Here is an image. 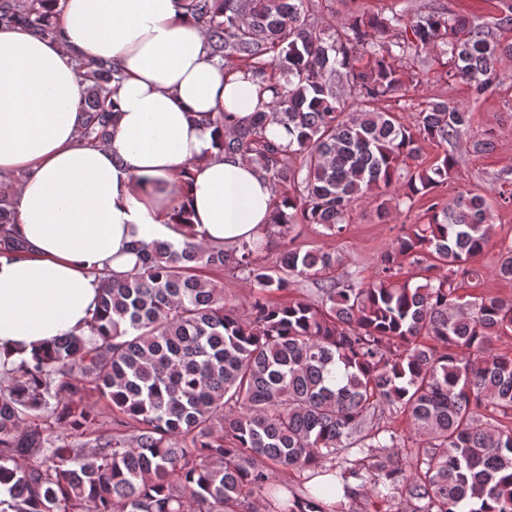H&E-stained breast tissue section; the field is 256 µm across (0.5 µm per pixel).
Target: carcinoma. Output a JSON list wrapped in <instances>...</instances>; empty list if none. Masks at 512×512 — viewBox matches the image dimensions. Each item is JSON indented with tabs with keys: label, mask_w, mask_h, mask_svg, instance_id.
Listing matches in <instances>:
<instances>
[{
	"label": "carcinoma",
	"mask_w": 512,
	"mask_h": 512,
	"mask_svg": "<svg viewBox=\"0 0 512 512\" xmlns=\"http://www.w3.org/2000/svg\"><path fill=\"white\" fill-rule=\"evenodd\" d=\"M48 0H0V25L59 34ZM210 55L252 75L266 110L221 135L219 149L257 164L278 190L272 226L346 231L374 192L412 202L447 183L453 154L429 167L421 143L452 145L472 113L435 100L407 126L380 104L423 82L396 60L431 49L448 77L480 97L496 88L512 42L460 15L348 14L327 31L315 0H183ZM82 136L105 146L119 69L79 59ZM278 123L288 145L266 135ZM489 200L469 190L404 224L368 280L321 248L260 258L267 237L233 251L186 239L137 242L130 272L100 277L86 328L31 358L0 365V512H344L327 488L290 491L279 476L308 471L350 482L407 512H512V298L464 294L490 238ZM14 206L0 190V254L24 252ZM425 283L400 279L403 262ZM231 266L252 286L239 317L205 275ZM495 276L512 282V241ZM302 280L318 300L273 295ZM94 397L105 405L97 412ZM406 417L410 458L379 426Z\"/></svg>",
	"instance_id": "carcinoma-1"
}]
</instances>
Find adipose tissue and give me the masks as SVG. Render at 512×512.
<instances>
[{
	"label": "adipose tissue",
	"mask_w": 512,
	"mask_h": 512,
	"mask_svg": "<svg viewBox=\"0 0 512 512\" xmlns=\"http://www.w3.org/2000/svg\"><path fill=\"white\" fill-rule=\"evenodd\" d=\"M61 33L0 27V172L11 186L25 253L0 254V362L83 328L100 273L131 271L135 242L232 247L260 238L275 187L239 157L219 154L217 113L262 110L250 75L209 54L183 0H58ZM113 62L108 145L81 134L77 59ZM185 212L190 227L177 223Z\"/></svg>",
	"instance_id": "obj_1"
}]
</instances>
